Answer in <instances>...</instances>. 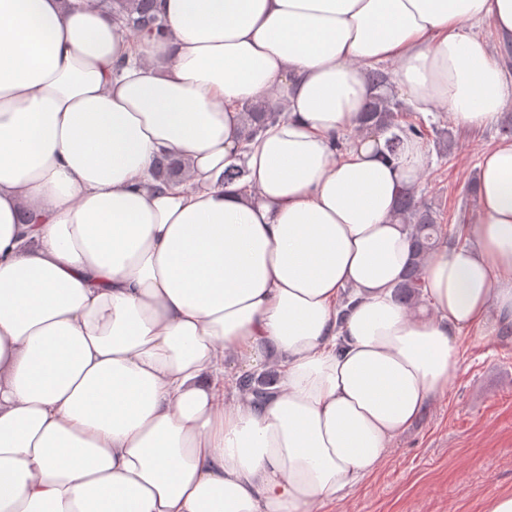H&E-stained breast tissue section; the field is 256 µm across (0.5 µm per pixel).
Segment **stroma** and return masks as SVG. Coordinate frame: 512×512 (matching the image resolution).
<instances>
[{"instance_id": "stroma-1", "label": "stroma", "mask_w": 512, "mask_h": 512, "mask_svg": "<svg viewBox=\"0 0 512 512\" xmlns=\"http://www.w3.org/2000/svg\"><path fill=\"white\" fill-rule=\"evenodd\" d=\"M424 119L448 129L452 145L443 159L427 144L415 184L444 223H465L477 209L467 189L483 152L512 124V100L484 127L456 125L441 107ZM505 492H512V333L488 336L475 327L461 334L447 393L393 442L373 476L321 512H483Z\"/></svg>"}]
</instances>
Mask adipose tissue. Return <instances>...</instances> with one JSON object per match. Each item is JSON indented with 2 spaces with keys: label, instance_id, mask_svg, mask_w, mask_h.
Wrapping results in <instances>:
<instances>
[{
  "label": "adipose tissue",
  "instance_id": "obj_1",
  "mask_svg": "<svg viewBox=\"0 0 512 512\" xmlns=\"http://www.w3.org/2000/svg\"><path fill=\"white\" fill-rule=\"evenodd\" d=\"M158 5L165 39L134 43L92 0H0V512H317L447 391L459 331L512 329V144L413 312L394 209L425 149L358 131L376 65L496 121L512 0ZM163 153L186 163L164 187ZM273 352L271 393L240 392L230 364ZM246 117V137L256 135L268 121L277 119L282 109L267 101L259 103H247L242 107Z\"/></svg>",
  "mask_w": 512,
  "mask_h": 512
}]
</instances>
